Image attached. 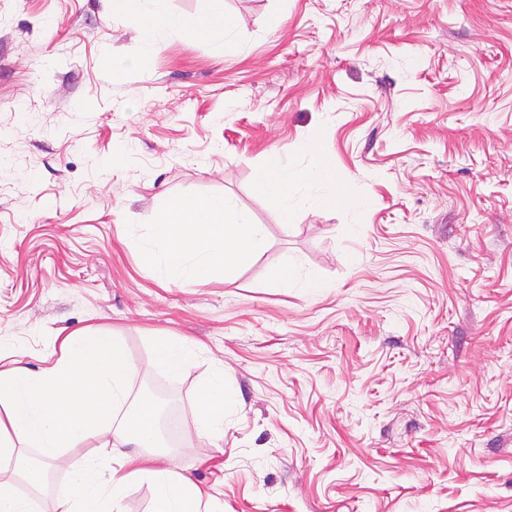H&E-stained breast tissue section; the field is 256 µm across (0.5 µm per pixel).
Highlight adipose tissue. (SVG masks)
<instances>
[{"mask_svg":"<svg viewBox=\"0 0 512 512\" xmlns=\"http://www.w3.org/2000/svg\"><path fill=\"white\" fill-rule=\"evenodd\" d=\"M140 27L143 51H152L169 29L165 0H123ZM259 191L273 199L284 218L335 204L336 183L321 159L304 168L274 163L257 175ZM157 230L141 242L161 280L206 283L210 273L231 275L266 248L263 225L224 196L202 201L172 200L155 217ZM136 367L123 337L93 328L64 336L32 369L0 358V474H29L31 459L52 464L76 454L80 465L52 512H124L131 485L154 490L150 512H212L211 500L189 478L161 466L147 433L126 426L130 384ZM195 430L224 437V370L213 368L200 389ZM137 449L122 451L127 441Z\"/></svg>","mask_w":512,"mask_h":512,"instance_id":"ef3b65f1","label":"adipose tissue"}]
</instances>
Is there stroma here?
<instances>
[{"label": "stroma", "instance_id": "obj_1", "mask_svg": "<svg viewBox=\"0 0 512 512\" xmlns=\"http://www.w3.org/2000/svg\"><path fill=\"white\" fill-rule=\"evenodd\" d=\"M234 35L143 52L117 0H0V353L121 334L179 421L224 365V441L178 439L215 512H512V0H224ZM120 57L122 70L110 61ZM315 144L363 200L285 220ZM235 195L268 249L164 282L168 201ZM305 288L284 289V259ZM200 348L172 373L152 338Z\"/></svg>", "mask_w": 512, "mask_h": 512}]
</instances>
